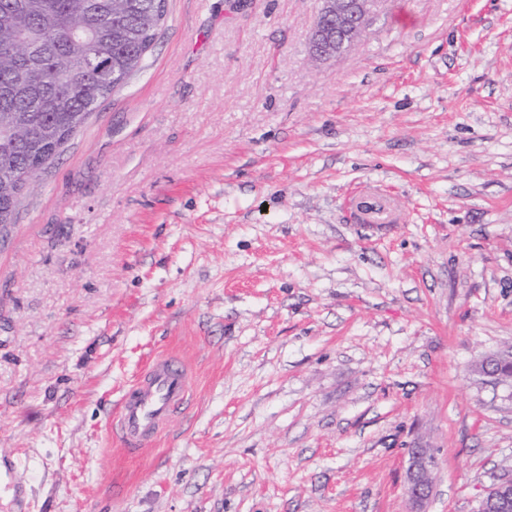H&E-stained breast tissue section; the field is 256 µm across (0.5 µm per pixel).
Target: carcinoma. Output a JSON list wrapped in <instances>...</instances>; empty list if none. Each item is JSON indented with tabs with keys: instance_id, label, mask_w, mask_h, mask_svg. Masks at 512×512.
Listing matches in <instances>:
<instances>
[{
	"instance_id": "cac0c4a2",
	"label": "carcinoma",
	"mask_w": 512,
	"mask_h": 512,
	"mask_svg": "<svg viewBox=\"0 0 512 512\" xmlns=\"http://www.w3.org/2000/svg\"><path fill=\"white\" fill-rule=\"evenodd\" d=\"M167 0H0V230L14 223L23 174L57 156L142 64ZM479 372L512 380V361Z\"/></svg>"
}]
</instances>
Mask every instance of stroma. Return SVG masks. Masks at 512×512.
<instances>
[{
  "label": "stroma",
  "instance_id": "stroma-1",
  "mask_svg": "<svg viewBox=\"0 0 512 512\" xmlns=\"http://www.w3.org/2000/svg\"><path fill=\"white\" fill-rule=\"evenodd\" d=\"M168 0L0 242V512H477L512 479V0ZM377 188L399 215L358 219ZM190 408L113 439L159 354ZM380 0H324L326 10L342 19L336 35L328 38L326 32L317 33L314 28L310 38V53L313 59L323 61L338 57L356 47L365 31L377 19L376 10ZM327 38V41L325 39ZM433 457L427 448H415L412 451V460L408 472L407 495L417 511L431 494L432 478L431 467Z\"/></svg>",
  "mask_w": 512,
  "mask_h": 512
}]
</instances>
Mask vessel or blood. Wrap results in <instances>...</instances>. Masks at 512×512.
<instances>
[{
    "label": "vessel or blood",
    "mask_w": 512,
    "mask_h": 512,
    "mask_svg": "<svg viewBox=\"0 0 512 512\" xmlns=\"http://www.w3.org/2000/svg\"><path fill=\"white\" fill-rule=\"evenodd\" d=\"M189 395L185 367L175 365L169 356L156 357L127 388L113 420L112 432L124 451L135 455L152 445Z\"/></svg>",
    "instance_id": "vessel-or-blood-1"
}]
</instances>
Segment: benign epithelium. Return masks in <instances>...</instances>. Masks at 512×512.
Returning a JSON list of instances; mask_svg holds the SVG:
<instances>
[{"label": "benign epithelium", "instance_id": "benign-epithelium-1", "mask_svg": "<svg viewBox=\"0 0 512 512\" xmlns=\"http://www.w3.org/2000/svg\"><path fill=\"white\" fill-rule=\"evenodd\" d=\"M380 0H324L326 10L342 19L336 35L312 32L310 53L313 59L323 61L338 57L356 47L365 31L377 19ZM433 457L426 448H415L408 472L407 495L413 508L420 507L431 494V467Z\"/></svg>", "mask_w": 512, "mask_h": 512}]
</instances>
